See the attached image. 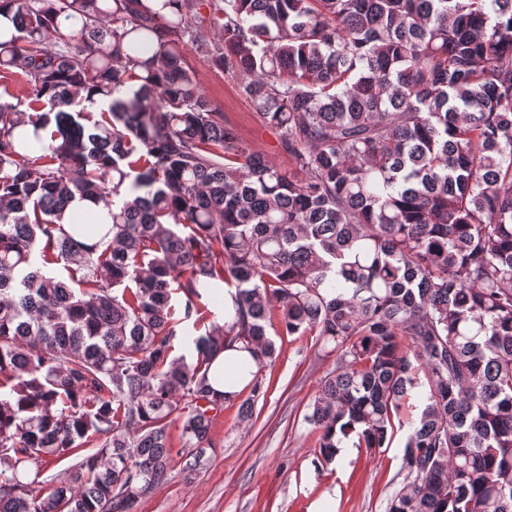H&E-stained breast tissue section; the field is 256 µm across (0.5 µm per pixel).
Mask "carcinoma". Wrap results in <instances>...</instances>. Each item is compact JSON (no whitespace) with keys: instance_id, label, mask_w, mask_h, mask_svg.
Listing matches in <instances>:
<instances>
[{"instance_id":"1","label":"carcinoma","mask_w":512,"mask_h":512,"mask_svg":"<svg viewBox=\"0 0 512 512\" xmlns=\"http://www.w3.org/2000/svg\"><path fill=\"white\" fill-rule=\"evenodd\" d=\"M4 8L26 96L0 102V512H138L173 465L194 478L228 401L213 352L256 362L247 420L273 325L335 357L303 416L326 462L391 447L418 395L387 512H512V0ZM190 42L289 168L224 121ZM76 201L111 240L63 223Z\"/></svg>"}]
</instances>
